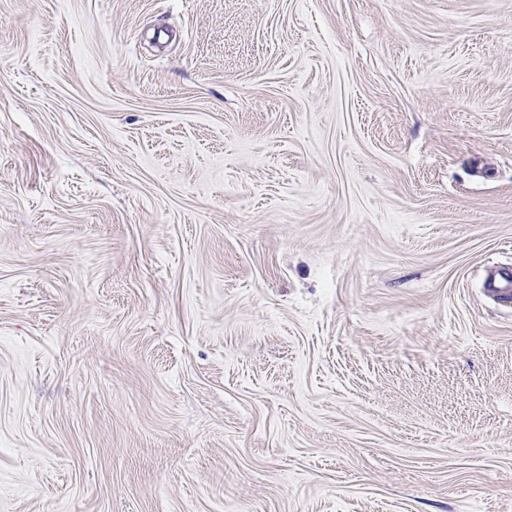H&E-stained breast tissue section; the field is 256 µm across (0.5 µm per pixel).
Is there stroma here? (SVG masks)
Returning a JSON list of instances; mask_svg holds the SVG:
<instances>
[{
  "instance_id": "35a3bbf8",
  "label": "stroma",
  "mask_w": 512,
  "mask_h": 512,
  "mask_svg": "<svg viewBox=\"0 0 512 512\" xmlns=\"http://www.w3.org/2000/svg\"><path fill=\"white\" fill-rule=\"evenodd\" d=\"M512 0H0V512H512Z\"/></svg>"
}]
</instances>
